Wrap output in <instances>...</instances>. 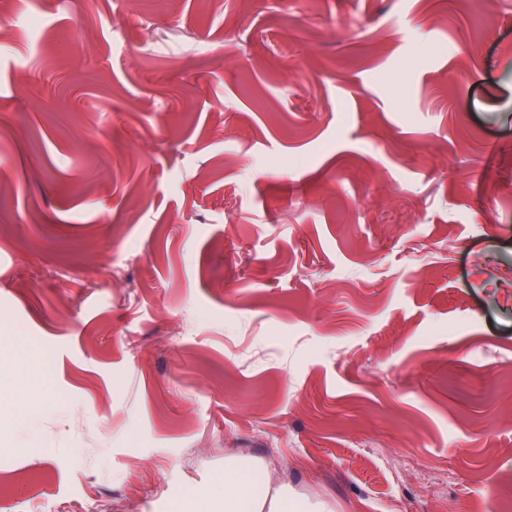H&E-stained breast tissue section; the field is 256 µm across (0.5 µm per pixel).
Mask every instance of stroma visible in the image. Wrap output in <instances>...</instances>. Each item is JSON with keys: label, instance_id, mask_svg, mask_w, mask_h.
<instances>
[{"label": "stroma", "instance_id": "obj_1", "mask_svg": "<svg viewBox=\"0 0 512 512\" xmlns=\"http://www.w3.org/2000/svg\"><path fill=\"white\" fill-rule=\"evenodd\" d=\"M0 198V512H512V0H0ZM253 470L252 462L247 459H225L224 480L218 488L194 497V512H306L310 509L307 502L288 498L287 485L272 489L269 481L249 480Z\"/></svg>", "mask_w": 512, "mask_h": 512}]
</instances>
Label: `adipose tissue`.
Segmentation results:
<instances>
[{
    "instance_id": "adipose-tissue-1",
    "label": "adipose tissue",
    "mask_w": 512,
    "mask_h": 512,
    "mask_svg": "<svg viewBox=\"0 0 512 512\" xmlns=\"http://www.w3.org/2000/svg\"><path fill=\"white\" fill-rule=\"evenodd\" d=\"M251 461L233 457L224 462V479L218 488L195 498V512H308L307 502L289 497L287 485L272 487L255 482Z\"/></svg>"
}]
</instances>
